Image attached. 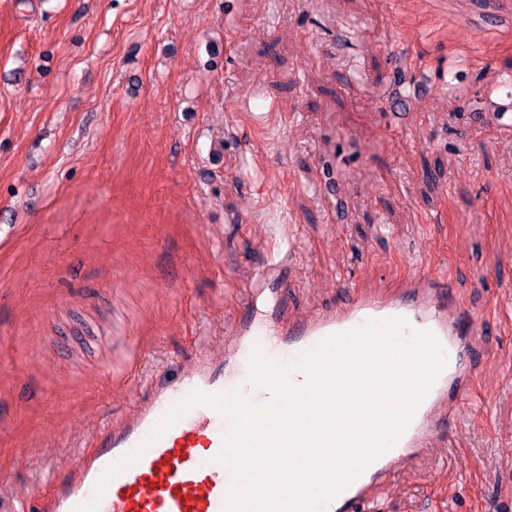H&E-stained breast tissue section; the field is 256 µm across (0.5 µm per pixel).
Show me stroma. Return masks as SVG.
Here are the masks:
<instances>
[{
	"label": "stroma",
	"mask_w": 512,
	"mask_h": 512,
	"mask_svg": "<svg viewBox=\"0 0 512 512\" xmlns=\"http://www.w3.org/2000/svg\"><path fill=\"white\" fill-rule=\"evenodd\" d=\"M462 0H0V512L199 355L421 257L497 324L438 458L378 512H512V30ZM288 236L287 265L265 267Z\"/></svg>",
	"instance_id": "1"
}]
</instances>
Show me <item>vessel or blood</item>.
I'll list each match as a JSON object with an SVG mask.
<instances>
[{"label":"vessel or blood","mask_w":512,"mask_h":512,"mask_svg":"<svg viewBox=\"0 0 512 512\" xmlns=\"http://www.w3.org/2000/svg\"><path fill=\"white\" fill-rule=\"evenodd\" d=\"M471 7L480 29L512 28V0H472ZM394 318L404 319L408 331L432 334L441 346L445 366L393 446L322 510L358 512L371 502L378 483L434 451L442 426L453 421L456 407L467 399L474 382L477 330L491 324L486 316L464 308L448 277L428 262L386 294L348 287L335 308L307 318L251 314L232 324L225 330L223 361L199 355L176 382L152 387L127 418L97 428L79 464L54 474L43 512H73L88 503L108 466L133 451L138 454L136 461L110 480L98 512H223L229 474L213 458L222 447L225 422L213 409L197 406L158 440L149 441L170 407L195 389L221 392L236 386L256 402H268L270 391L247 381L254 347L289 360L331 334L369 320Z\"/></svg>","instance_id":"b4317fda"}]
</instances>
